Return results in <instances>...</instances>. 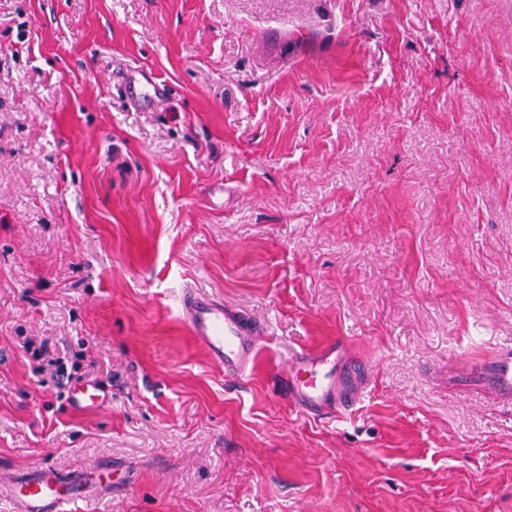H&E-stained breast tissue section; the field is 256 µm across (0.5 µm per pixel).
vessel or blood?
<instances>
[{
	"instance_id": "obj_1",
	"label": "vessel or blood",
	"mask_w": 512,
	"mask_h": 512,
	"mask_svg": "<svg viewBox=\"0 0 512 512\" xmlns=\"http://www.w3.org/2000/svg\"><path fill=\"white\" fill-rule=\"evenodd\" d=\"M126 89L132 99H159L162 87L155 81L138 82L129 76ZM182 317L194 337L208 352L212 363L226 376L240 379L251 372L256 353L268 334L265 321L220 299L184 290L180 296ZM365 365L353 359L341 342H330L296 353L280 391L299 413L311 418L350 411L361 393ZM488 374L503 394L512 395V346L497 345L490 354ZM112 405V392L92 384L70 387L65 407L73 413L102 410ZM97 485L108 493L128 490L134 472L112 480L110 472L97 471ZM88 477L55 466H40L23 472L5 488L15 512H68L69 507L88 498Z\"/></svg>"
}]
</instances>
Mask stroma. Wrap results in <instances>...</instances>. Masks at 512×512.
<instances>
[{"label": "stroma", "instance_id": "1", "mask_svg": "<svg viewBox=\"0 0 512 512\" xmlns=\"http://www.w3.org/2000/svg\"><path fill=\"white\" fill-rule=\"evenodd\" d=\"M185 288L268 321L245 381ZM333 338L360 401L301 416L279 378ZM502 342L512 0H0L1 486L113 463L135 485L72 512H512V401L467 383ZM99 380L111 409L65 410ZM137 74L140 75L139 71H132L126 81L125 87L129 96L134 100H139L140 98L159 100L163 95L164 88L153 80H145V84L141 83L136 78Z\"/></svg>", "mask_w": 512, "mask_h": 512}]
</instances>
